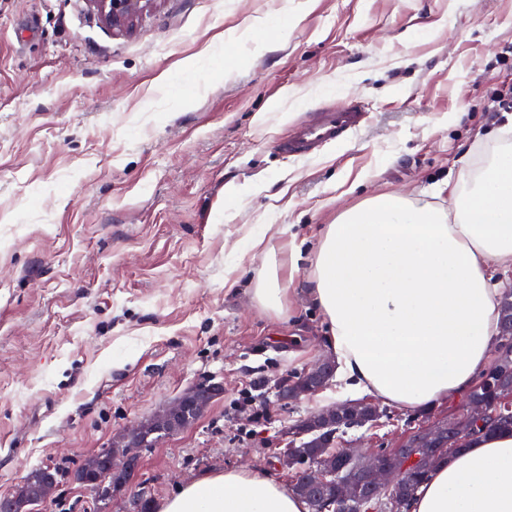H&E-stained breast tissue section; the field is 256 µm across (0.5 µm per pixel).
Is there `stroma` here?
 Returning <instances> with one entry per match:
<instances>
[{
  "instance_id": "stroma-1",
  "label": "stroma",
  "mask_w": 512,
  "mask_h": 512,
  "mask_svg": "<svg viewBox=\"0 0 512 512\" xmlns=\"http://www.w3.org/2000/svg\"><path fill=\"white\" fill-rule=\"evenodd\" d=\"M278 12L295 24L256 47L250 28ZM510 92L512 0H150L121 30L88 0H0V498L209 380L223 396L141 449L137 482L157 503L241 467L289 483L276 461L295 426L339 399L332 382L272 392L328 355L283 225L311 247L378 194L447 208ZM352 101L368 120L343 144L275 153L316 108ZM267 251L285 314L252 299ZM462 412L458 397L392 408L335 446L367 455ZM93 498L64 480L34 512Z\"/></svg>"
}]
</instances>
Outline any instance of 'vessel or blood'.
<instances>
[{
	"instance_id": "vessel-or-blood-1",
	"label": "vessel or blood",
	"mask_w": 512,
	"mask_h": 512,
	"mask_svg": "<svg viewBox=\"0 0 512 512\" xmlns=\"http://www.w3.org/2000/svg\"><path fill=\"white\" fill-rule=\"evenodd\" d=\"M365 118L361 105L351 103L337 109H319L302 123L293 125L286 138L275 142L277 154L305 158L326 145L344 140L359 129Z\"/></svg>"
}]
</instances>
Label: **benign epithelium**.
Instances as JSON below:
<instances>
[{
	"instance_id": "1",
	"label": "benign epithelium",
	"mask_w": 512,
	"mask_h": 512,
	"mask_svg": "<svg viewBox=\"0 0 512 512\" xmlns=\"http://www.w3.org/2000/svg\"><path fill=\"white\" fill-rule=\"evenodd\" d=\"M90 6L106 24L121 28L125 26L140 10L144 0H88ZM308 373L322 383L330 381L335 374V365L323 361L314 365ZM224 394V386L212 384L206 389L199 386L189 388L174 403L151 417L166 436H172L186 429L192 422L199 419L212 401ZM330 417L345 419L348 427H363L368 423L374 424L382 416L378 409H373L365 403L343 402L326 412ZM139 426L135 425L125 431L115 447L104 448L87 457L77 476V481L84 487L102 476L114 471L122 472V479L115 485L120 490L132 483L137 475L139 449L141 444L136 438ZM466 436V431L448 424L445 420L422 428L409 436L392 450L394 466L373 460L372 467L367 471L366 491L357 495L349 490L344 491L338 498L341 509L355 510L379 502V496L385 494L393 497L404 476L428 459L431 452H439L441 448L458 437ZM53 465L40 467L37 487L30 488L33 474L29 473L20 481L12 495L0 500L4 512H32V505L46 502L54 488L55 480L51 475ZM335 471L331 469H309L305 473L292 475V482L306 479L313 486L330 483Z\"/></svg>"
}]
</instances>
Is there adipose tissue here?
I'll use <instances>...</instances> for the list:
<instances>
[{"label": "adipose tissue", "instance_id": "adipose-tissue-1", "mask_svg": "<svg viewBox=\"0 0 512 512\" xmlns=\"http://www.w3.org/2000/svg\"><path fill=\"white\" fill-rule=\"evenodd\" d=\"M481 160L463 154L458 187L442 210L379 194L323 225L307 272L327 324L336 381L402 410L469 393L496 345L512 268V114ZM283 312L287 290L274 258L253 290ZM435 467L408 512H512V433L478 431ZM158 512H308L278 480L246 469L184 484Z\"/></svg>", "mask_w": 512, "mask_h": 512}]
</instances>
